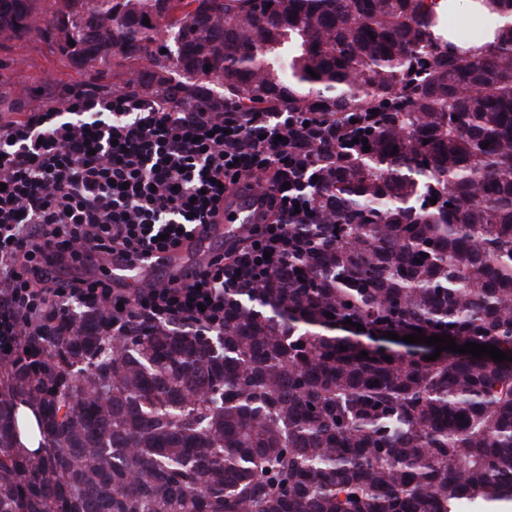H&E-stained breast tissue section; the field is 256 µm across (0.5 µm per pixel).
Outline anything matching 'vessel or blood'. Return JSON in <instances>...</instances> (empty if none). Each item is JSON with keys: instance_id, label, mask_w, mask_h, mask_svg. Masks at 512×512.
<instances>
[{"instance_id": "vessel-or-blood-1", "label": "vessel or blood", "mask_w": 512, "mask_h": 512, "mask_svg": "<svg viewBox=\"0 0 512 512\" xmlns=\"http://www.w3.org/2000/svg\"><path fill=\"white\" fill-rule=\"evenodd\" d=\"M224 212L222 223L195 230L179 250L151 252L131 262L104 255L100 262L110 268L114 285L121 288H141L161 278L185 279L208 260L216 237L228 243L243 237L249 225L259 222L263 207L257 192L240 185L226 192Z\"/></svg>"}]
</instances>
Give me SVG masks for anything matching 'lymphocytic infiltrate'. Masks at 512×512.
<instances>
[{
	"mask_svg": "<svg viewBox=\"0 0 512 512\" xmlns=\"http://www.w3.org/2000/svg\"><path fill=\"white\" fill-rule=\"evenodd\" d=\"M335 125L321 112L189 109L129 84L40 92L1 112L0 364L78 306L105 311L116 332L139 316L222 326L225 296L265 287L301 245L315 216L301 144ZM244 180L264 192L261 223L187 280L131 293L89 276L99 254L131 260L215 223L225 189Z\"/></svg>",
	"mask_w": 512,
	"mask_h": 512,
	"instance_id": "f902f5d3",
	"label": "lymphocytic infiltrate"
}]
</instances>
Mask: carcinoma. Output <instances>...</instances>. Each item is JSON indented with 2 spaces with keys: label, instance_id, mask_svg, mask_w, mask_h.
Here are the masks:
<instances>
[{
  "label": "carcinoma",
  "instance_id": "obj_1",
  "mask_svg": "<svg viewBox=\"0 0 512 512\" xmlns=\"http://www.w3.org/2000/svg\"><path fill=\"white\" fill-rule=\"evenodd\" d=\"M38 2L0 0L1 47L59 31L84 71L118 55L149 62L142 89L174 104L354 116L370 151L326 133L319 222L269 286L225 300L224 326L116 335L79 308L27 337L0 371V512L512 504V362L362 358L332 333L349 318L512 355V0L472 55L433 38L435 0ZM22 403L37 454L17 447Z\"/></svg>",
  "mask_w": 512,
  "mask_h": 512
}]
</instances>
